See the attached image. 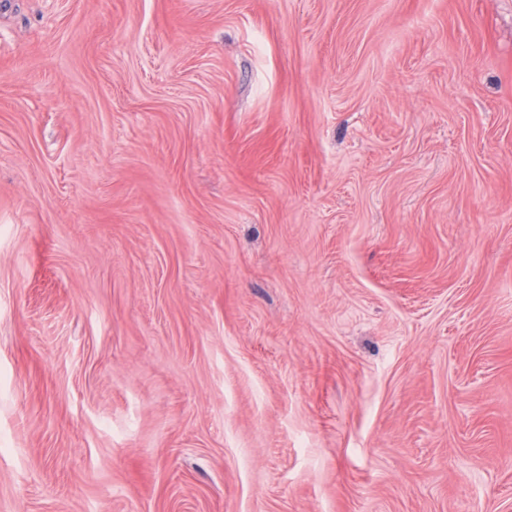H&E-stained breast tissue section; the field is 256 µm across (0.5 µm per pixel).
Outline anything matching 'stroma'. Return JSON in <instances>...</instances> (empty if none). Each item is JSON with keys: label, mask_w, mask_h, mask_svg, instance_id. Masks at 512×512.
Segmentation results:
<instances>
[{"label": "stroma", "mask_w": 512, "mask_h": 512, "mask_svg": "<svg viewBox=\"0 0 512 512\" xmlns=\"http://www.w3.org/2000/svg\"><path fill=\"white\" fill-rule=\"evenodd\" d=\"M0 512H512V0L0 6Z\"/></svg>", "instance_id": "1"}]
</instances>
